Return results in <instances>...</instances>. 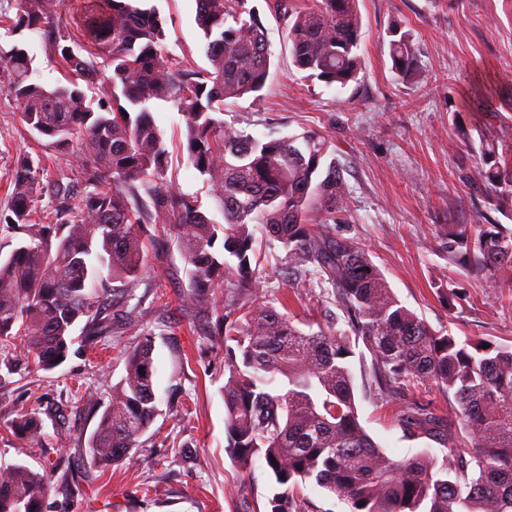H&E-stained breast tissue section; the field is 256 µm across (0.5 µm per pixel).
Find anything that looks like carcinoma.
Instances as JSON below:
<instances>
[{"label": "carcinoma", "instance_id": "cac0c4a2", "mask_svg": "<svg viewBox=\"0 0 512 512\" xmlns=\"http://www.w3.org/2000/svg\"><path fill=\"white\" fill-rule=\"evenodd\" d=\"M133 0H85L77 32L60 23L56 0H18L0 24L37 34L72 78L48 90L32 79V58L20 43L0 45V90L22 107V121L47 148L73 159L89 187L71 204L73 184L45 175L40 160L17 158L0 224L18 238L0 258V365L13 373L34 361L60 366L81 328L89 345L129 316L142 277L149 225L176 231L186 263L189 305L215 315L224 337L225 451L248 471L268 467L267 512H300L298 490L313 480L348 512H512V348L443 334L401 304L366 250L329 225L348 209L344 168L317 133L263 140L224 123L227 101L258 99L272 65L259 17L246 0H197L196 24L207 40L208 69L166 59L167 38L152 8ZM357 0H271L287 23L293 65L327 86L344 87L362 69ZM392 70H414L410 35L389 31ZM171 102L188 113L187 161L206 177L224 223L167 176V151L147 109ZM474 180L488 207L471 224L448 225V261L474 277H502L512 288V228L490 212H512V145L481 141ZM52 198L54 222L33 219ZM288 252L290 286L316 275L330 285L350 331L308 324L267 303L217 306L225 288H264L251 267L255 231ZM237 260L230 267L224 256ZM362 339L371 366L361 371L364 396L389 404L408 387L434 382L459 424L416 400L399 407L408 437L428 436L462 448L449 463L426 452L395 459L361 425L354 395L352 338ZM24 354H15V339ZM125 374L101 406L88 439L95 466L139 462L135 449L159 415L151 333L124 352ZM14 433L42 449L43 422L34 410L11 420ZM48 472L0 465V512H43ZM57 485L83 493L69 471Z\"/></svg>", "mask_w": 512, "mask_h": 512}]
</instances>
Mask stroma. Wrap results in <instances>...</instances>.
Returning <instances> with one entry per match:
<instances>
[{"mask_svg": "<svg viewBox=\"0 0 512 512\" xmlns=\"http://www.w3.org/2000/svg\"><path fill=\"white\" fill-rule=\"evenodd\" d=\"M165 22L163 54L196 68L208 65L196 25V0H149ZM259 14L273 53L260 100L226 107L225 122L256 136L314 131L336 149L346 170L350 197L332 230L356 238L401 301L437 330L459 339L512 345V288L491 277L478 279L448 261V227L467 223L485 197L469 176L480 163L482 138L512 143V0H358L362 20V69L346 87L307 79L293 63L286 23L266 0H247ZM410 32L416 72L391 70V27ZM23 40L44 86L65 72L43 40L15 37L0 28V44ZM501 118L486 123L484 105ZM150 110L168 152V175L197 196L215 223L224 216L183 148L186 113L158 102ZM21 109L0 92V205L16 157L42 156L52 177L70 174L64 155L46 149L20 119ZM144 261L143 299L133 324L117 320L104 341L72 346L51 371L19 365L0 392V463L24 461L39 470L47 460L85 473L84 493L68 498L49 490L44 512H265L272 489L263 462L241 471L225 452L224 339L206 313L182 309L186 265L172 229H150ZM258 270L266 277L257 301L287 298L295 318L320 322L331 309L323 285L294 288L285 276L287 252L258 238ZM154 337L155 391L162 413L143 437L140 461L98 470L85 451L98 417L78 401L82 391L107 399L124 374L123 353L143 331ZM367 433L393 458L429 451L446 460L447 444L408 438L396 404L357 395ZM33 407L46 434V450L17 452L21 440L9 423L15 410Z\"/></svg>", "mask_w": 512, "mask_h": 512, "instance_id": "stroma-1", "label": "stroma"}]
</instances>
